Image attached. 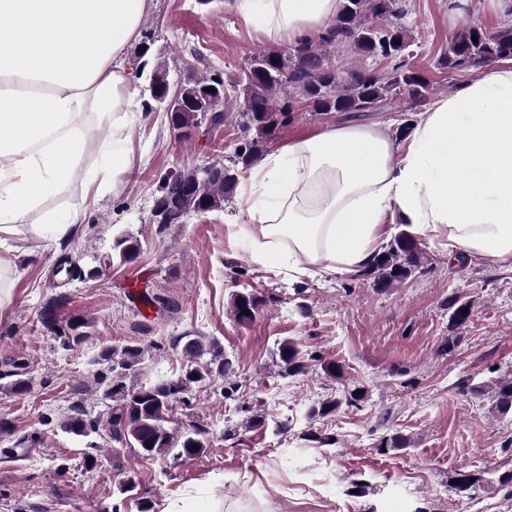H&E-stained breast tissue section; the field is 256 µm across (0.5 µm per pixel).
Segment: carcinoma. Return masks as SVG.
I'll use <instances>...</instances> for the list:
<instances>
[{
    "label": "carcinoma",
    "mask_w": 512,
    "mask_h": 512,
    "mask_svg": "<svg viewBox=\"0 0 512 512\" xmlns=\"http://www.w3.org/2000/svg\"><path fill=\"white\" fill-rule=\"evenodd\" d=\"M407 8L406 0H342L333 24L318 38L286 51L257 50L237 80L243 91V101L238 105L241 125L255 130L256 137L242 139L234 149L235 160L231 165L218 163L220 169L208 177L196 168L164 177L162 189L171 195L175 208L185 216L222 208L238 185V166L246 168L261 157L268 137L288 123L293 103L299 98L311 100L312 110L322 114L374 112L402 90L413 99H427L433 90L431 80L404 57L390 59L391 67L384 71L365 65L367 60L385 56L386 44L392 38L411 43L403 24ZM340 48L351 49L363 65L331 63L330 50ZM508 57H512V23L507 22L492 33L474 24L463 27L448 40L440 65L450 70L478 68ZM226 116L227 112L222 110L208 120L197 108L190 107L178 113L177 128L187 137L207 121L213 127L222 125ZM114 250L128 261L139 253V246L133 238L122 236L115 241ZM421 264L422 253L416 239L402 232L381 248L373 263L359 271V276L378 288H393ZM258 304V298L245 290L232 294L233 313L240 323L253 321ZM46 324L64 346L84 337L82 322L60 327L49 319ZM173 346L187 361L182 374L176 379L140 386L127 383L144 354L138 343L131 341L102 353L101 359L109 369V374L101 379L103 397L110 401L106 420L89 419L84 409L77 406L62 423L65 432L87 437L104 427L112 434V441L144 457L169 453L184 458L198 455L206 447L205 429L193 426L176 437L167 423L174 405L184 401L191 385L229 373L232 361L214 345L207 346L195 336H178ZM208 354L210 361H203ZM277 355L282 374L295 376L306 372L307 360L295 342H280ZM363 397L361 392L347 390L320 402L312 409V416L327 418L344 404L358 405ZM493 399L501 416L512 414V374L495 381Z\"/></svg>",
    "instance_id": "carcinoma-1"
}]
</instances>
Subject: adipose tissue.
Wrapping results in <instances>:
<instances>
[{"mask_svg": "<svg viewBox=\"0 0 512 512\" xmlns=\"http://www.w3.org/2000/svg\"><path fill=\"white\" fill-rule=\"evenodd\" d=\"M341 0H226L272 43L324 34ZM152 0H0V235L69 238L85 214L44 211L81 163L82 118L123 139L136 75L126 55ZM242 213L257 263L352 273L387 222L446 232L449 253L512 267V65H488L413 120L324 126L254 168ZM39 221H32L33 212Z\"/></svg>", "mask_w": 512, "mask_h": 512, "instance_id": "ef3b65f1", "label": "adipose tissue"}]
</instances>
